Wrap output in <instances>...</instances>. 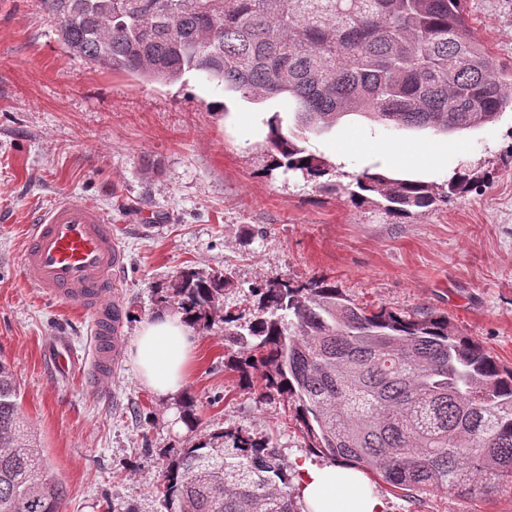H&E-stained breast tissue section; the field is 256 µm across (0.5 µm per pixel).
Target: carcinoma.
Returning <instances> with one entry per match:
<instances>
[{"label":"carcinoma","instance_id":"carcinoma-1","mask_svg":"<svg viewBox=\"0 0 512 512\" xmlns=\"http://www.w3.org/2000/svg\"><path fill=\"white\" fill-rule=\"evenodd\" d=\"M43 19L77 58L148 82L188 72L253 101L286 94L293 127L269 123L268 170L317 181L327 160L300 145L358 113L387 129L471 130L512 110V71L469 33L465 0H41ZM464 167L441 193L368 169L342 191L376 193L407 216L462 194ZM229 272H179L157 291L189 323L224 322L241 352L225 367L295 402L311 447L402 491L458 495L512 487V369L453 330L350 302L326 279L250 289L257 312L223 311ZM166 512H299L268 437L217 431L179 449L160 474ZM64 488L0 358V512H62Z\"/></svg>","mask_w":512,"mask_h":512}]
</instances>
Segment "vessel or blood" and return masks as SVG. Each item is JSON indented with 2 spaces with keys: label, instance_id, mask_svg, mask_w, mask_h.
Listing matches in <instances>:
<instances>
[{
  "label": "vessel or blood",
  "instance_id": "1",
  "mask_svg": "<svg viewBox=\"0 0 512 512\" xmlns=\"http://www.w3.org/2000/svg\"><path fill=\"white\" fill-rule=\"evenodd\" d=\"M124 259L111 222L88 204L67 198L57 201L29 226L25 280L92 318L95 356L85 379L93 389L109 376L119 355L122 311L109 294Z\"/></svg>",
  "mask_w": 512,
  "mask_h": 512
}]
</instances>
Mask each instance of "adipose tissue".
I'll return each instance as SVG.
<instances>
[{
    "label": "adipose tissue",
    "mask_w": 512,
    "mask_h": 512,
    "mask_svg": "<svg viewBox=\"0 0 512 512\" xmlns=\"http://www.w3.org/2000/svg\"><path fill=\"white\" fill-rule=\"evenodd\" d=\"M195 346L182 315L164 314L144 322L129 350L140 381L166 396L184 385ZM303 512H386L382 496L357 469L336 463H297Z\"/></svg>",
    "instance_id": "1"
}]
</instances>
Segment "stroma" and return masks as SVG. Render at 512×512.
Here are the masks:
<instances>
[{
  "mask_svg": "<svg viewBox=\"0 0 512 512\" xmlns=\"http://www.w3.org/2000/svg\"><path fill=\"white\" fill-rule=\"evenodd\" d=\"M471 35L512 66V0H466ZM40 0H0V358L20 385L22 411L65 489L63 512H165L156 483L166 454L217 430L272 437L284 466L324 463L292 401L265 395L225 368L223 323L195 330L181 392L160 397L138 379L128 350L141 323L177 313L156 288L192 268L231 269L225 310L251 318L253 286L327 278L370 310L447 316L456 333L512 367V112L451 135L389 130L359 114L304 146L330 164L328 181L380 166L446 189L461 164L486 171L484 186L397 218L351 203L301 175L267 171L266 121L293 122L287 97L225 92L189 73L174 84L112 73L76 58L41 18ZM354 142L340 155L338 143ZM401 143V156L383 152ZM92 204L126 252L112 297L125 318L117 365L102 392L81 374L55 376L46 354L67 336L92 355L91 317L25 280L26 228L55 201ZM193 400L195 429L180 420ZM388 512H512V489L406 496L369 475Z\"/></svg>",
  "mask_w": 512,
  "mask_h": 512,
  "instance_id": "1",
  "label": "stroma"
}]
</instances>
